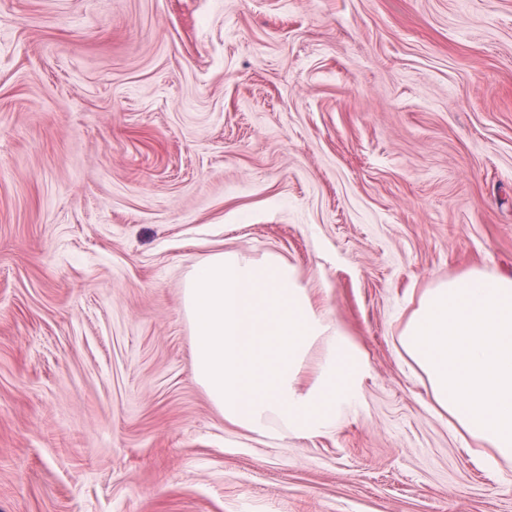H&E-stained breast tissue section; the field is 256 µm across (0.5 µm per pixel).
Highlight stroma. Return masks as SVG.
Here are the masks:
<instances>
[{
    "mask_svg": "<svg viewBox=\"0 0 512 512\" xmlns=\"http://www.w3.org/2000/svg\"><path fill=\"white\" fill-rule=\"evenodd\" d=\"M228 249L356 350L335 429L197 382ZM473 270L512 275V0H0V512H512L396 344Z\"/></svg>",
    "mask_w": 512,
    "mask_h": 512,
    "instance_id": "stroma-1",
    "label": "stroma"
}]
</instances>
